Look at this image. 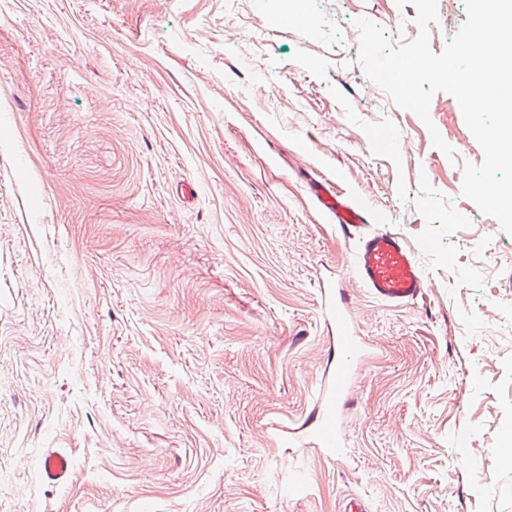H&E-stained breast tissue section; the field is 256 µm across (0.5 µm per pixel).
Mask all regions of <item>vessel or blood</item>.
<instances>
[{
    "label": "vessel or blood",
    "mask_w": 512,
    "mask_h": 512,
    "mask_svg": "<svg viewBox=\"0 0 512 512\" xmlns=\"http://www.w3.org/2000/svg\"><path fill=\"white\" fill-rule=\"evenodd\" d=\"M310 188L337 228L345 236L357 238L354 272L373 298L398 306L423 295L426 281L421 265L401 236L388 230H368V212L352 205L333 183L314 179ZM329 314L336 327V358L325 391V406L313 414L312 422L320 444L337 453L343 444L338 403L352 394L353 374L361 348L354 336L346 299H337ZM42 475L51 484L68 482L71 475L68 456L58 451L47 452L42 458Z\"/></svg>",
    "instance_id": "obj_1"
}]
</instances>
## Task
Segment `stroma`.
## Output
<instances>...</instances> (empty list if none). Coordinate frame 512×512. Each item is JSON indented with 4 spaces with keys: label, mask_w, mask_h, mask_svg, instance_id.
I'll use <instances>...</instances> for the list:
<instances>
[{
    "label": "stroma",
    "mask_w": 512,
    "mask_h": 512,
    "mask_svg": "<svg viewBox=\"0 0 512 512\" xmlns=\"http://www.w3.org/2000/svg\"><path fill=\"white\" fill-rule=\"evenodd\" d=\"M265 7L0 0V512H512V235L462 195L454 97L423 123L357 62V19L396 46L416 9ZM438 9L437 53L466 20ZM310 177L406 241L423 298L368 294ZM340 288L364 352L335 456L306 423ZM42 475L51 484L68 482L71 475L69 457L58 451H48L42 458Z\"/></svg>",
    "instance_id": "35a3bbf8"
}]
</instances>
